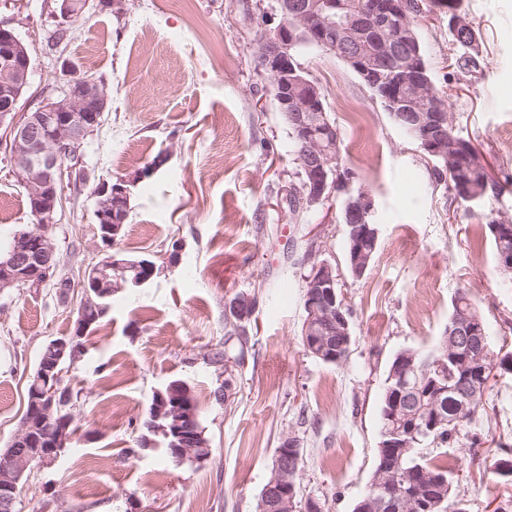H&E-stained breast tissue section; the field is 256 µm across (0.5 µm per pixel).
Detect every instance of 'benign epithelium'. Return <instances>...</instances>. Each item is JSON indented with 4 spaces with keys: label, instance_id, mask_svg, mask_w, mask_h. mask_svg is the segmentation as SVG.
<instances>
[{
    "label": "benign epithelium",
    "instance_id": "benign-epithelium-1",
    "mask_svg": "<svg viewBox=\"0 0 512 512\" xmlns=\"http://www.w3.org/2000/svg\"><path fill=\"white\" fill-rule=\"evenodd\" d=\"M54 10L55 31L49 42L55 43L57 33L71 29L73 23L91 6V0H56ZM272 9L283 19L274 34L268 36L256 54L258 68L266 74L281 78L278 89L280 110L300 132L303 145V170L307 177L305 203L314 210L332 198L336 191V152L333 146L336 130L321 118H313L311 105L318 100L317 86L297 75L290 64L292 51L297 44V32L317 37V42L327 47L336 40L339 58L355 68L363 80L372 87L383 83L380 62L390 52L408 45L411 36L408 0H384L364 9L349 7L341 0H274ZM300 22L288 27V19ZM400 68L402 87L413 91L415 103L385 91V100L394 108L411 106L414 109L409 120L413 130L431 151L444 154L448 143L447 110L433 106H420L426 100L425 85L419 78L417 65L419 53L407 50L403 53ZM31 62L21 49L15 31L9 23L0 22V125L6 126L5 150L10 157L12 173L26 188L31 200L34 226L14 236L10 248L0 251V295L8 289L22 285L38 288L55 277L58 268L56 248L49 236L59 210L62 209L65 183L75 182V171L83 165L84 146L102 125L108 98L102 83L92 75L82 74L65 78L42 89L41 102L24 112L17 110V102L23 88L29 86ZM67 157L74 166H65ZM163 158L152 161L148 169H140L133 176L119 177L114 181H101L97 196L109 195L117 200L129 201L132 187L145 178L146 171H156ZM346 206L351 221L350 238L360 235L379 236V230L371 224L374 210L371 196L360 189L348 195ZM95 215L102 224L98 251L105 255L84 274L80 287L84 288V300L78 311L71 334L58 337L51 344L53 355L40 359L34 375L27 408L17 433L7 447L0 448V512H11L16 502L19 484L28 476L31 464L50 465L71 442L68 419L62 416L55 403L57 387L63 383L65 363L79 357L82 340L92 323L98 319L97 300L120 292L130 285L146 283L156 272L151 261H131L120 253H109L122 225L112 221V211L96 202ZM310 264L305 278L306 317L303 336L306 350L313 356L331 359L336 346L325 336V326L343 336L341 346L350 343L349 324L344 315V304L336 292V269L325 261ZM93 284V290L85 289V283ZM255 311V300L245 295L233 300L230 312L243 324ZM457 330L443 338L440 353L432 367L441 371L443 359L465 354L470 366L484 375L488 371L491 356L486 336L474 326V321L464 313L458 317ZM417 372L414 362L407 366L396 365L391 378L396 407L388 420L393 422L397 414L417 409L415 396L408 389L407 375ZM455 396L459 408L467 410L476 396L484 391V385L473 373H462L451 388L438 387L427 392L432 402H437L447 392ZM155 419L170 420L172 440L170 451L178 460L203 461L208 449L195 445V412L181 401L165 400L164 392L157 391V405L153 407ZM300 462L296 442L285 438L281 449L273 458V476L265 486L263 501L271 504L273 512H296L297 493L288 476L297 472Z\"/></svg>",
    "mask_w": 512,
    "mask_h": 512
}]
</instances>
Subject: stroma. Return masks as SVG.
Wrapping results in <instances>:
<instances>
[{"mask_svg": "<svg viewBox=\"0 0 512 512\" xmlns=\"http://www.w3.org/2000/svg\"><path fill=\"white\" fill-rule=\"evenodd\" d=\"M273 0H125L114 15L93 10L72 26L63 53H48L54 0H0L31 52L28 106L74 68L100 78L104 123L85 148L96 177L131 176L165 163L137 186L121 250L164 255L154 279L117 293L67 382L78 392L75 433L55 463L34 468L19 512H256L271 458L285 436L302 453L299 494L323 512H352L375 465L379 399L401 349L428 351L452 300L477 305L493 349L512 355V281L497 267L487 214L512 220V184L495 200L466 204L436 180L433 164L342 60L303 55L342 138V168L371 195L379 246L361 277L343 273L355 342L348 360L325 364L301 339L304 253L342 269L346 230L339 207L305 222L281 198L294 178L288 129L256 62L257 33L281 16ZM480 29L485 63L463 69L448 17L424 15L433 82L453 125L481 153L488 174H512V0H464ZM223 165H216V158ZM91 187L64 192L53 230L58 276L76 281L101 258ZM32 222L27 191L0 152V249ZM256 296L244 363H211L224 347V318L237 295ZM81 289L54 282L0 295V448L16 433L27 380L42 347L70 334ZM231 380L233 394L214 390ZM188 383L210 454L176 461L142 446L140 419L155 391ZM487 405L450 448L429 449L458 478L468 512H496L512 499L491 476L512 449V371L495 369ZM481 435L471 446L469 432Z\"/></svg>", "mask_w": 512, "mask_h": 512, "instance_id": "obj_1", "label": "stroma"}]
</instances>
